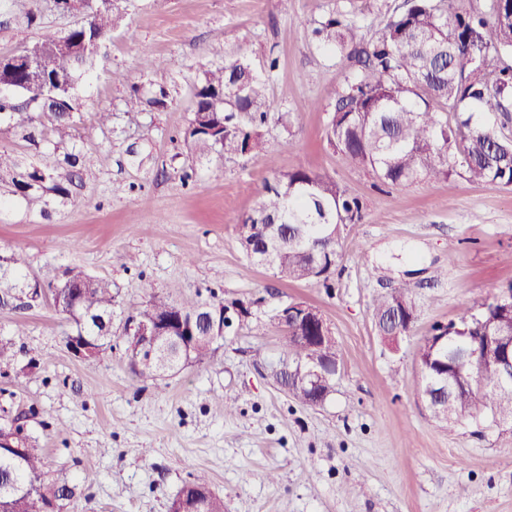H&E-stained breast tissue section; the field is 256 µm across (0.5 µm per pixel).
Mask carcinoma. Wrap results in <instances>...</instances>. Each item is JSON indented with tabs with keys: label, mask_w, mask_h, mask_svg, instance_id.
<instances>
[{
	"label": "carcinoma",
	"mask_w": 512,
	"mask_h": 512,
	"mask_svg": "<svg viewBox=\"0 0 512 512\" xmlns=\"http://www.w3.org/2000/svg\"><path fill=\"white\" fill-rule=\"evenodd\" d=\"M457 0H405L404 9L376 39L357 38L355 27L330 18L314 29L322 44L353 63L346 86L336 96L326 129L327 141L353 167L370 170L385 184H404L429 178L452 189L464 180L485 186L512 187V0H499L485 13L460 9ZM89 24L52 38L54 60L77 53L86 38L110 33L119 23L112 0H93ZM478 56L480 80L472 76L469 58ZM87 55L69 72L70 89L58 85V72L42 65L33 84L41 100L21 92L3 101L0 126L38 147L47 137L59 146L75 126V89L92 66ZM241 93L238 107L249 113L242 123L220 104L222 95ZM164 89L147 95L134 92L127 107L141 110L161 104ZM192 116L184 141L200 159L260 154L265 142L255 127L272 112L275 102L266 95L265 81L248 57L237 53L203 74L195 87ZM85 165L83 156L65 152L53 168H23L16 158L0 151V202L3 194L20 197L41 208L45 196L72 195L73 171ZM275 217L279 237L273 245L275 276L285 282L327 283L338 260L337 245L350 224L363 218V205L335 180L306 169L276 174L266 182L257 206L243 224H263ZM24 260L16 252L0 254L8 271L0 288L19 287L26 279ZM53 306L70 326L69 335L103 339L112 335V282L96 278L78 266L66 268L59 282L49 286ZM202 306L196 301L179 306L153 295L132 317H173L184 323ZM397 307L414 314L405 289L393 288L374 306L381 319ZM503 313L483 304L478 312L464 308L448 324V345L438 357L457 363L461 351L471 349V337L487 335ZM288 364L299 367L311 359L310 349L296 332H284ZM461 417L507 421L512 424V396L501 398L476 377H468L455 393ZM41 449L24 443L21 455L0 447V487L15 486L21 494L0 496V512H44L58 494L73 491L66 484L45 479Z\"/></svg>",
	"instance_id": "cac0c4a2"
}]
</instances>
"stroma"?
Returning <instances> with one entry per match:
<instances>
[{
    "instance_id": "35a3bbf8",
    "label": "stroma",
    "mask_w": 512,
    "mask_h": 512,
    "mask_svg": "<svg viewBox=\"0 0 512 512\" xmlns=\"http://www.w3.org/2000/svg\"><path fill=\"white\" fill-rule=\"evenodd\" d=\"M122 18L77 89L69 146L87 159L71 198L46 213L21 198L0 208V251H19L28 279L56 282L79 264L110 279L112 348L74 356L51 299L0 307V426L20 422L46 478L74 495L60 512H167L199 473L225 512H512V428L436 422L417 393L416 351L434 326L480 309L512 285V187L434 180L385 185L348 166L326 140L352 64L313 34L336 16L376 37L404 0H114ZM35 24L0 5V54L78 22L34 0ZM246 52L279 105L259 129L266 153L198 160L183 132L203 72ZM161 86V108L133 112V90ZM110 120L99 125L98 113ZM332 178L364 205L341 240L330 287L280 281L249 264L236 236L275 172ZM74 248H61L64 240ZM407 288L416 320L387 346L373 304ZM177 302L250 304L202 364L165 380L132 374L128 315L148 289ZM292 301L317 307L343 367L322 405L282 392L274 319ZM234 400L225 413V400Z\"/></svg>"
}]
</instances>
